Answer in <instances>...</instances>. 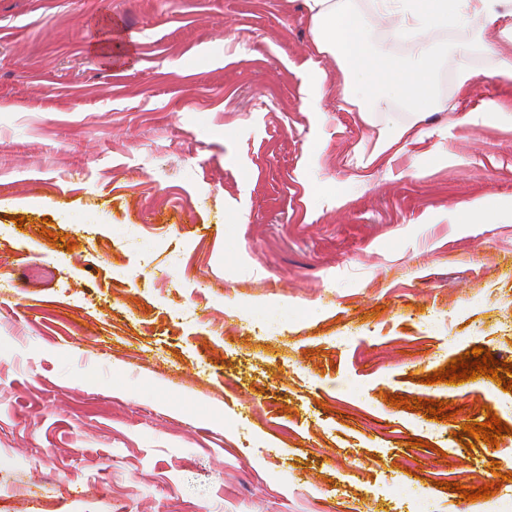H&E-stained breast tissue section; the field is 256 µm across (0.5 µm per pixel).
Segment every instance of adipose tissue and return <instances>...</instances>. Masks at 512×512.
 Here are the masks:
<instances>
[{"instance_id": "1", "label": "adipose tissue", "mask_w": 512, "mask_h": 512, "mask_svg": "<svg viewBox=\"0 0 512 512\" xmlns=\"http://www.w3.org/2000/svg\"><path fill=\"white\" fill-rule=\"evenodd\" d=\"M505 0H372L374 10L390 21L393 36L419 33L441 23L469 17L494 26ZM318 52L335 54L345 76H352L364 61L360 46V21L344 0H305ZM435 63L429 47H422L400 96L412 111L431 112L437 103L431 93Z\"/></svg>"}]
</instances>
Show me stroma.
I'll list each match as a JSON object with an SVG mask.
<instances>
[{
	"instance_id": "1",
	"label": "stroma",
	"mask_w": 512,
	"mask_h": 512,
	"mask_svg": "<svg viewBox=\"0 0 512 512\" xmlns=\"http://www.w3.org/2000/svg\"><path fill=\"white\" fill-rule=\"evenodd\" d=\"M345 2L406 70L418 39ZM508 27L428 33L419 117L344 102L304 0H0V512L512 498V390L423 382L512 364V76L482 47ZM414 122L425 144L360 166ZM28 266L52 277L23 293ZM490 412L497 444L464 435Z\"/></svg>"
}]
</instances>
